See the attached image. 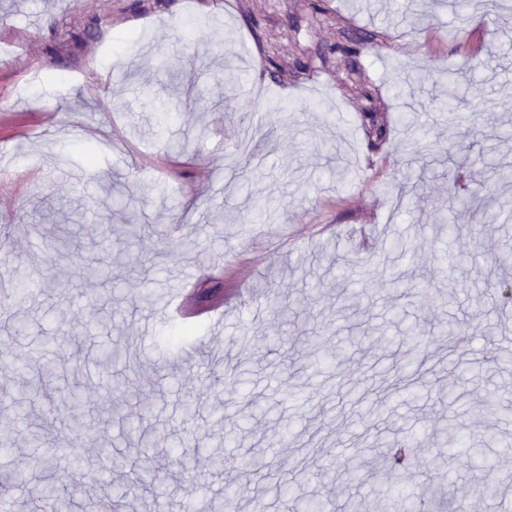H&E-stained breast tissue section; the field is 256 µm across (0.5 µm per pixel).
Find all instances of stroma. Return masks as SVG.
I'll list each match as a JSON object with an SVG mask.
<instances>
[{
	"label": "stroma",
	"mask_w": 512,
	"mask_h": 512,
	"mask_svg": "<svg viewBox=\"0 0 512 512\" xmlns=\"http://www.w3.org/2000/svg\"><path fill=\"white\" fill-rule=\"evenodd\" d=\"M498 2L465 22L453 0H0V43L15 47L0 60V225L11 227L0 263L19 260L41 284L19 309L40 332L0 327V416L19 395L31 400L5 467L18 480L10 512H26L43 476L34 430L66 416L57 382L11 371L40 355L84 371L92 431L78 444L81 469L59 457L55 478L83 483L85 512L125 482V469H101L98 450L144 408L159 449L139 465L161 498L128 496L120 512H183L196 486L216 512L226 489L241 488L234 512H254V494L275 482L394 512L391 492L421 485L424 460L399 475L382 462L367 479L355 463L378 455L397 425L426 457L437 454L433 432L448 418L452 387L468 393L465 422L480 410L483 430L512 440V366L485 362L483 333L512 323V301L483 292L493 254L512 249V184L498 189V223L450 240L464 254L483 243L485 256L443 270L433 245L457 162L512 166V0ZM477 44L493 62L472 81L463 109L472 133L459 151L460 129L432 97ZM408 74L416 90L396 97ZM277 103L289 107L287 120L271 115ZM406 111L427 117L430 131L410 166L424 186L401 199L397 117ZM366 113L388 129L375 146ZM187 223L204 225L207 238L192 251L173 230ZM105 235L108 254L98 246ZM400 237L413 251L392 250ZM128 247L148 271L125 265ZM398 270L415 273L433 302L388 288ZM60 279L71 282L63 295L48 287ZM306 287L313 298L296 318L272 313L274 295L290 300ZM101 291L106 313L84 302ZM342 292L360 296L345 319L336 313ZM186 296L203 309L187 345L190 323L163 312ZM219 296L222 312L205 313ZM401 319L420 325L419 346L391 344ZM60 326L78 344L50 343ZM278 337L287 356L269 348ZM321 341L338 366H320ZM106 344L129 350L138 369L105 372L97 352ZM404 355L429 368L425 385L394 389ZM107 379L119 392H107ZM249 407L276 414L242 422ZM283 423L287 445L268 444ZM189 432L192 447H173ZM217 435L233 439L220 470L210 460ZM480 476L499 485L498 499L473 495ZM448 478L466 512H512V451H496L481 471L451 455Z\"/></svg>",
	"instance_id": "35a3bbf8"
}]
</instances>
